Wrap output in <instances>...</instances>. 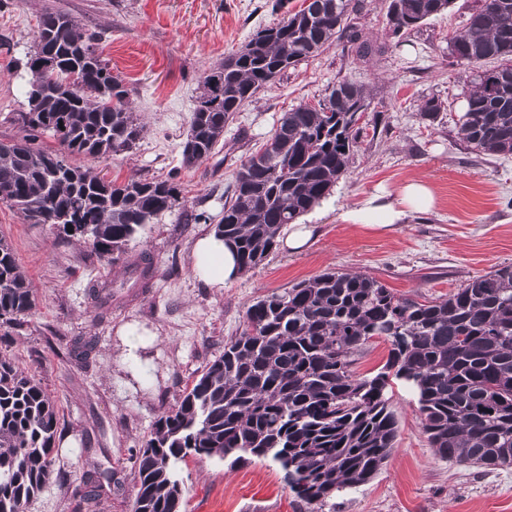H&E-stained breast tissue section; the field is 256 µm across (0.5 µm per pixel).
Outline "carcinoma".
I'll list each match as a JSON object with an SVG mask.
<instances>
[{"mask_svg": "<svg viewBox=\"0 0 512 512\" xmlns=\"http://www.w3.org/2000/svg\"><path fill=\"white\" fill-rule=\"evenodd\" d=\"M453 0H390L394 36L447 11ZM351 0H313L257 30L237 52L204 72L183 143L187 167L208 159L241 107L332 39L365 59L386 45L362 39L348 22ZM100 33L70 13L44 11L26 67L27 108L13 113L21 136L0 141V201L31 224H53L63 236L109 261L124 253L144 224L172 209L165 180L108 179L75 156L101 158L132 149L144 134L130 91L97 52ZM450 54L478 72L459 134L479 152L512 154V0H481ZM371 106L363 86L343 79L316 105L283 113L271 137L237 169L231 201L216 225L236 251L240 270L260 265L283 226L330 195L346 173ZM442 101L418 111L435 121ZM50 134L60 149L36 144ZM143 287L152 280L146 255L130 263ZM36 308L34 288L12 245L0 237V326L23 330ZM390 343L373 376L352 366L374 338ZM402 381L418 395L436 454L460 464L512 466V266L475 276L456 292L418 301L398 297L375 279L327 270L246 312L241 332L224 343L176 404L156 418L135 455L134 512H180L184 488L175 463L188 456L247 462L269 457L306 505L323 504L370 481L389 458L398 432L389 391ZM58 414L34 376L0 355V512H25L54 473ZM91 474L72 492L73 512H101Z\"/></svg>", "mask_w": 512, "mask_h": 512, "instance_id": "cac0c4a2", "label": "carcinoma"}]
</instances>
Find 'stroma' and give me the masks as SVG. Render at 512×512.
Instances as JSON below:
<instances>
[{"mask_svg": "<svg viewBox=\"0 0 512 512\" xmlns=\"http://www.w3.org/2000/svg\"><path fill=\"white\" fill-rule=\"evenodd\" d=\"M274 0H0V141L18 137L12 113L26 110L30 73L24 62L46 5L68 11L101 33L99 48L131 91L145 126L130 151L86 158L107 177L169 180L175 207L142 225L123 260L108 263L90 247L60 238L54 226L29 224L0 202V235L13 246L36 290L25 329L0 338L13 357L55 400L57 476L27 512H72L70 490L87 472L106 471L103 512H133L138 486L133 454L163 408L174 404L206 364L237 335L258 297L332 269L376 279L395 294L419 299L456 291L477 275L512 265V155H484L462 140L474 66L448 52L478 0H454L449 12L388 40L389 0H362L354 21L362 36L386 43L383 55L357 59L345 41L261 89L224 128L213 155L185 166L182 145L211 65L237 51L258 29L277 23ZM363 85L380 116L365 125L346 173L330 195L300 216L312 236L298 252L277 245L263 263L230 285L209 288L192 271V245L214 232L245 153L273 133L283 112L317 103L338 80ZM430 97L445 105L435 121L418 108ZM430 184L435 205L403 223L372 229L340 214L377 188L407 181ZM148 254L151 288L125 267ZM112 292L98 309L92 287ZM135 336L121 335L124 327ZM94 350L78 358L72 343ZM398 418L395 448L368 483L338 492L320 512H512V468L490 469L440 458L422 429L417 395L392 386ZM185 492L183 512H309L295 500L278 465L254 459L233 469L216 458L187 457L176 465Z\"/></svg>", "mask_w": 512, "mask_h": 512, "instance_id": "obj_1", "label": "stroma"}]
</instances>
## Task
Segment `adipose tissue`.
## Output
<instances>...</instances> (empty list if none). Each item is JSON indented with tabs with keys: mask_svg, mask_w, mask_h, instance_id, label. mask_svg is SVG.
I'll list each match as a JSON object with an SVG mask.
<instances>
[{
	"mask_svg": "<svg viewBox=\"0 0 512 512\" xmlns=\"http://www.w3.org/2000/svg\"><path fill=\"white\" fill-rule=\"evenodd\" d=\"M434 203L432 189L423 182L412 181L400 188L395 200H386L381 193L374 194L359 206L342 212L341 219L370 228H387L402 223L412 213L430 209ZM192 255L193 269L207 287H224L239 276L233 249L217 235L208 234L196 240Z\"/></svg>",
	"mask_w": 512,
	"mask_h": 512,
	"instance_id": "adipose-tissue-1",
	"label": "adipose tissue"
}]
</instances>
